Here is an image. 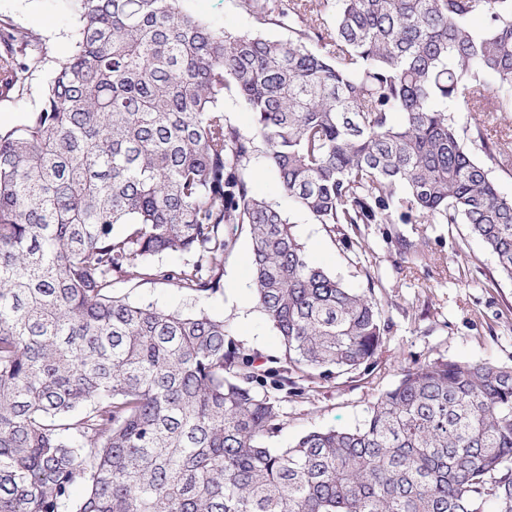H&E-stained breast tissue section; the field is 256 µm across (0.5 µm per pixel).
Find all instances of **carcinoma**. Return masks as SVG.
I'll return each instance as SVG.
<instances>
[{
  "label": "carcinoma",
  "mask_w": 512,
  "mask_h": 512,
  "mask_svg": "<svg viewBox=\"0 0 512 512\" xmlns=\"http://www.w3.org/2000/svg\"><path fill=\"white\" fill-rule=\"evenodd\" d=\"M56 2L68 53L0 130V512H512V368L409 367L362 426L266 445L280 404L265 375L282 390L293 370H356L385 323L253 190L261 158L333 233L466 224L512 278V197L476 156L512 140L455 116L512 110V0H237L286 41L185 0ZM50 58L0 19V98ZM243 228L283 345L265 371L224 319L116 292L212 298ZM177 254L192 260L156 263ZM191 10L207 20L223 25L226 31H252L271 39L287 40L288 29L275 26L256 28L247 14L242 12L234 0H189Z\"/></svg>",
  "instance_id": "cac0c4a2"
}]
</instances>
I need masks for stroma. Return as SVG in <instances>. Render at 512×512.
<instances>
[{"label": "stroma", "instance_id": "1", "mask_svg": "<svg viewBox=\"0 0 512 512\" xmlns=\"http://www.w3.org/2000/svg\"><path fill=\"white\" fill-rule=\"evenodd\" d=\"M188 5L227 31L254 28L235 0H188ZM1 15L36 30L56 58L65 57L69 29L52 0H0ZM46 77V71L36 72L21 100L0 99L1 128L27 120L39 104ZM253 189L280 207L315 264L347 287L373 291L387 323L382 348L368 367L327 381L293 374L296 392L281 404L280 430L268 439L269 447H288L315 429L361 426L408 367L437 361L512 367V279L500 274L495 257L467 225L361 224L345 242L290 203L263 164L255 166ZM403 239L424 250L427 262H404L398 252ZM362 242L367 252H360ZM250 252L249 235L238 233L236 248L224 262L223 289L203 307L223 318L248 353L276 358L282 353L281 339L258 310L251 288L241 285ZM118 292L166 311L196 308L183 290L167 284L131 282Z\"/></svg>", "mask_w": 512, "mask_h": 512}]
</instances>
